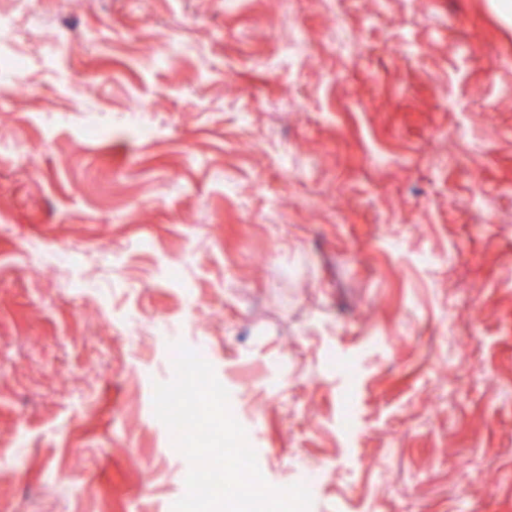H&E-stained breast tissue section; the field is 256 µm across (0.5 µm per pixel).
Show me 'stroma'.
I'll use <instances>...</instances> for the list:
<instances>
[{"instance_id":"1","label":"stroma","mask_w":512,"mask_h":512,"mask_svg":"<svg viewBox=\"0 0 512 512\" xmlns=\"http://www.w3.org/2000/svg\"><path fill=\"white\" fill-rule=\"evenodd\" d=\"M21 8L0 512H172L175 339L311 512H512V0Z\"/></svg>"}]
</instances>
